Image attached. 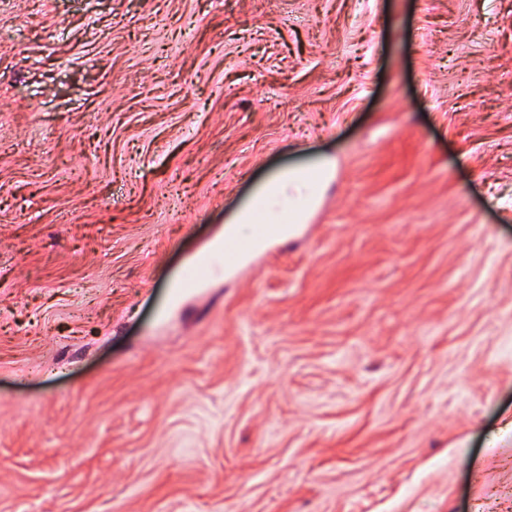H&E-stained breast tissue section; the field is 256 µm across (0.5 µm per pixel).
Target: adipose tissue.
I'll return each mask as SVG.
<instances>
[{
  "instance_id": "adipose-tissue-1",
  "label": "adipose tissue",
  "mask_w": 512,
  "mask_h": 512,
  "mask_svg": "<svg viewBox=\"0 0 512 512\" xmlns=\"http://www.w3.org/2000/svg\"><path fill=\"white\" fill-rule=\"evenodd\" d=\"M335 174L334 160L321 155L273 172L237 207L208 250L195 256V263L206 262L209 251L223 249L225 239L244 238L253 225H277L278 235L284 236L291 225L307 223Z\"/></svg>"
}]
</instances>
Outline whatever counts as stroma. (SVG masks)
Segmentation results:
<instances>
[{"label":"stroma","instance_id":"1","mask_svg":"<svg viewBox=\"0 0 512 512\" xmlns=\"http://www.w3.org/2000/svg\"><path fill=\"white\" fill-rule=\"evenodd\" d=\"M0 512H512V0H0ZM335 174V161L321 155L273 172L255 186L225 221L220 234L190 264L206 263L211 251L224 249V266L234 267L247 249L240 240L252 242L254 239V230L245 235V230L253 229V224L258 238L274 235L276 226L270 224H280L276 236L287 235L292 224H306ZM266 243L255 245L248 252L262 249Z\"/></svg>","mask_w":512,"mask_h":512}]
</instances>
